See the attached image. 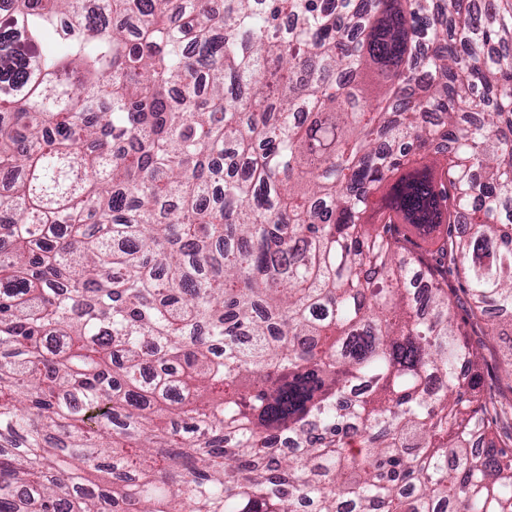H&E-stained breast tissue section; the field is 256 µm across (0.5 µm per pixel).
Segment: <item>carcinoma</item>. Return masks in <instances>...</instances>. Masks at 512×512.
<instances>
[{"label": "carcinoma", "mask_w": 512, "mask_h": 512, "mask_svg": "<svg viewBox=\"0 0 512 512\" xmlns=\"http://www.w3.org/2000/svg\"><path fill=\"white\" fill-rule=\"evenodd\" d=\"M7 2L0 512H512V0ZM480 337L486 342V347L481 350V365L484 373V389L488 394L496 395L503 386L504 381H500L497 373V365L508 355L505 344L499 339V336H473L474 339ZM484 358V361H483Z\"/></svg>", "instance_id": "carcinoma-1"}]
</instances>
